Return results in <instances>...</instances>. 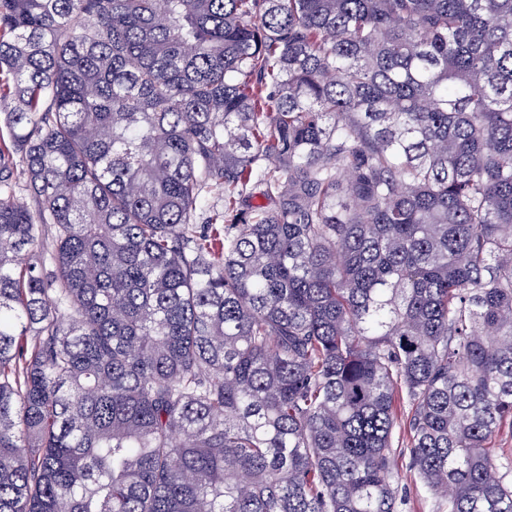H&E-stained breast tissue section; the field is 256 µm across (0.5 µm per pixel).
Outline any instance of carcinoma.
<instances>
[{
    "label": "carcinoma",
    "mask_w": 512,
    "mask_h": 512,
    "mask_svg": "<svg viewBox=\"0 0 512 512\" xmlns=\"http://www.w3.org/2000/svg\"><path fill=\"white\" fill-rule=\"evenodd\" d=\"M0 106V512H397V398L512 512V0H0Z\"/></svg>",
    "instance_id": "carcinoma-1"
}]
</instances>
